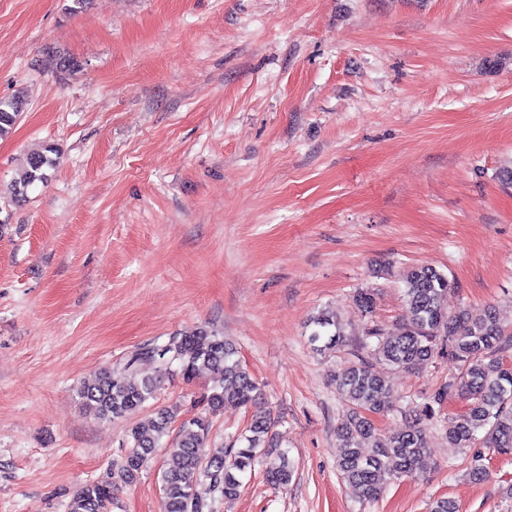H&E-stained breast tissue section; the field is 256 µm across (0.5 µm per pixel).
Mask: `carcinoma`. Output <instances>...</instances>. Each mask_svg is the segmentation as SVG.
Returning <instances> with one entry per match:
<instances>
[{
  "instance_id": "obj_1",
  "label": "carcinoma",
  "mask_w": 512,
  "mask_h": 512,
  "mask_svg": "<svg viewBox=\"0 0 512 512\" xmlns=\"http://www.w3.org/2000/svg\"><path fill=\"white\" fill-rule=\"evenodd\" d=\"M25 105L20 96L0 98V138L11 132ZM58 163V151L52 147L31 154L23 178L12 185L13 199L23 201L30 187L47 183L49 171ZM404 284L408 320L390 335L381 328L369 330V335L377 339L371 358L393 369L416 370L434 356L436 341L444 343L448 354L461 364V373L434 392L432 400L441 405L457 397L466 403L462 413L448 418V443L457 448L480 444L499 454H512V364L504 362L509 340L496 310L489 306L448 312L444 299L453 283L430 265L410 268ZM312 323L316 329L311 341L324 342L325 350L343 344L344 334L334 315L322 311ZM143 359L177 364L186 381L206 369L220 376L222 382L202 398L204 411L184 416L176 405L163 407L131 428V447L124 465L78 490L70 501V512H111L116 491L137 481L176 422L177 434L163 448L162 512H212L213 503L195 493L197 480L203 477L209 481L214 499L231 501L239 496L245 474L258 462L265 465L271 486L288 485L293 464L288 453L276 448L269 437L272 422L270 413L258 408V382L236 357L233 345L206 328L171 336L161 345H147L123 366L103 368L83 382L77 396L95 419L124 418L155 397L158 381L137 372ZM336 387L349 407L336 428L337 469L344 480L362 490L366 499L376 501L392 480L414 473L416 463L427 451L425 434L414 427L388 435L378 432L372 415L388 410L392 391L372 362L361 359L346 367L336 376ZM228 405L254 409L245 443L205 461L198 449L207 441L211 417ZM368 443L372 448L369 454L364 451ZM483 460L484 454L476 451L469 462L468 475L478 482L487 476Z\"/></svg>"
}]
</instances>
